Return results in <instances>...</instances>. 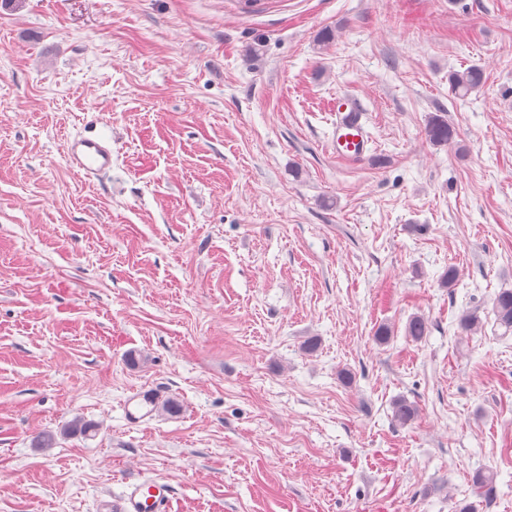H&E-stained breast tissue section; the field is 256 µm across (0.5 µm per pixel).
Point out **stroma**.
<instances>
[{
	"label": "stroma",
	"mask_w": 512,
	"mask_h": 512,
	"mask_svg": "<svg viewBox=\"0 0 512 512\" xmlns=\"http://www.w3.org/2000/svg\"><path fill=\"white\" fill-rule=\"evenodd\" d=\"M473 64L482 92L454 97ZM342 93L360 164L328 146ZM436 113L457 145L426 140ZM84 130L112 134L105 183L67 163ZM503 289L512 0L0 4V512L152 478L171 512H512ZM151 386L181 413L129 424ZM76 417L96 434L61 435ZM448 85L455 97L466 98L484 86L483 69L471 65L463 71L451 72L448 74ZM333 112V136L330 146L336 158L348 163H360L371 151L372 137L363 120L364 108L356 99L336 97ZM493 312L497 324L512 331V290L504 289L497 293L493 301Z\"/></svg>",
	"instance_id": "1"
}]
</instances>
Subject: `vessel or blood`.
I'll return each instance as SVG.
<instances>
[{"instance_id":"1","label":"vessel or blood","mask_w":512,"mask_h":512,"mask_svg":"<svg viewBox=\"0 0 512 512\" xmlns=\"http://www.w3.org/2000/svg\"><path fill=\"white\" fill-rule=\"evenodd\" d=\"M363 112V106L356 99L347 95L337 97L330 146L338 159L358 163L370 152L372 137L363 120ZM66 159L70 167L85 180L97 181L112 170V138L105 134L90 136L74 133L66 141ZM157 400L153 391H134L125 403V415L130 423L136 424L149 417ZM170 510V486L159 479L129 484L120 500L104 501L100 507V512Z\"/></svg>"}]
</instances>
